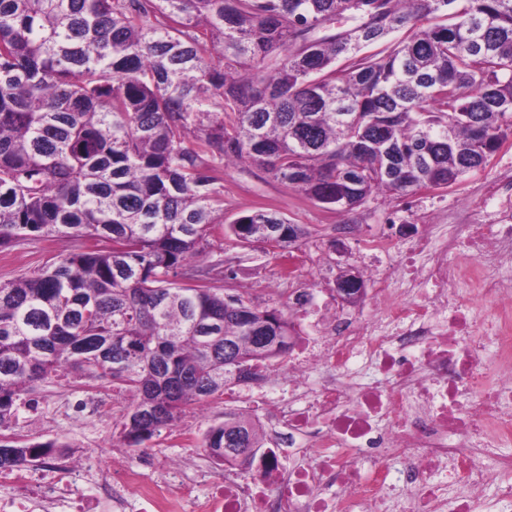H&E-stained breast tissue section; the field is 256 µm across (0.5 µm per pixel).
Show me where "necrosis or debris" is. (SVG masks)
Masks as SVG:
<instances>
[{
  "label": "necrosis or debris",
  "instance_id": "obj_1",
  "mask_svg": "<svg viewBox=\"0 0 512 512\" xmlns=\"http://www.w3.org/2000/svg\"><path fill=\"white\" fill-rule=\"evenodd\" d=\"M360 253L371 286L360 311L295 295V353L263 370L290 396L257 420L279 441L198 499L199 512H392L393 487L400 512H473L491 471L512 474V224L487 230L455 212L407 243L364 237ZM360 358L382 386L352 380ZM443 471L449 481H437ZM83 479L93 496L71 494ZM1 486L0 512H96L103 500L124 512L132 494L149 512H173L171 489L198 484L177 463L116 478L54 448L0 471Z\"/></svg>",
  "mask_w": 512,
  "mask_h": 512
}]
</instances>
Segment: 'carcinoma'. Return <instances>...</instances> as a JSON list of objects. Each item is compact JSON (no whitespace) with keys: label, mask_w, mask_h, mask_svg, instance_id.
Segmentation results:
<instances>
[{"label":"carcinoma","mask_w":512,"mask_h":512,"mask_svg":"<svg viewBox=\"0 0 512 512\" xmlns=\"http://www.w3.org/2000/svg\"><path fill=\"white\" fill-rule=\"evenodd\" d=\"M512 138V0H0V249L66 237L0 282V428L72 372L118 381L137 448L255 381L291 336L202 264L224 166L246 162L325 209L459 184ZM306 235L259 208L237 245ZM0 440V469L37 448ZM220 464L261 447L226 416Z\"/></svg>","instance_id":"carcinoma-1"}]
</instances>
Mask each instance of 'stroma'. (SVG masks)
<instances>
[{
  "mask_svg": "<svg viewBox=\"0 0 512 512\" xmlns=\"http://www.w3.org/2000/svg\"><path fill=\"white\" fill-rule=\"evenodd\" d=\"M512 172V140L505 143L483 169L469 173L456 187L445 193H419L402 199L377 196L352 213L322 208L303 194L253 166H235L224 170L221 194L224 199V222L210 237L209 259L224 256L233 269L224 281V292L240 297L258 307L287 309L291 288H309L319 297L335 299L336 280L344 273L355 274L361 268L358 236H338L339 225L351 222L359 226L358 235L399 233L410 239L421 224H444L449 212L460 208L490 224L512 222V213L502 210L499 198L489 196L488 188L497 183L501 173ZM265 206L278 210L307 232L294 257L298 267L295 280L281 275L280 251L256 243L241 247L225 233L227 223L254 208ZM66 238H47L0 250V281H6L58 259L74 249ZM250 396L251 413H259L263 404L287 396L288 390L265 383H229L224 395L214 399L205 414L187 410L175 429L162 430L138 448L127 447L122 423L128 401L119 384L97 382L87 388L85 380L71 376L52 379L35 388L21 402L17 415L0 436L23 444L60 439L73 448H93L97 454L92 466L119 470L150 456L174 462L195 458L205 461L199 443L176 439V432L188 429L204 435L210 424L222 421L227 414L240 413L237 393ZM92 399L94 413L73 412L75 403Z\"/></svg>",
  "mask_w": 512,
  "mask_h": 512,
  "instance_id": "35a3bbf8",
  "label": "stroma"
}]
</instances>
